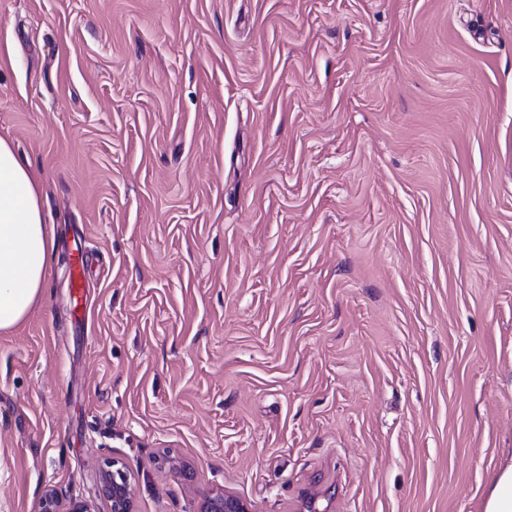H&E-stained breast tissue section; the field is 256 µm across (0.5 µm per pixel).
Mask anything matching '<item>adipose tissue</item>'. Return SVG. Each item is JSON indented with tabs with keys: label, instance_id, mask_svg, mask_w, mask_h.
<instances>
[{
	"label": "adipose tissue",
	"instance_id": "1",
	"mask_svg": "<svg viewBox=\"0 0 512 512\" xmlns=\"http://www.w3.org/2000/svg\"><path fill=\"white\" fill-rule=\"evenodd\" d=\"M53 248L37 182L11 143L0 138V331L16 327L38 300Z\"/></svg>",
	"mask_w": 512,
	"mask_h": 512
}]
</instances>
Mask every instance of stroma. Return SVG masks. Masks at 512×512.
<instances>
[{"label": "stroma", "instance_id": "35a3bbf8", "mask_svg": "<svg viewBox=\"0 0 512 512\" xmlns=\"http://www.w3.org/2000/svg\"><path fill=\"white\" fill-rule=\"evenodd\" d=\"M0 137L56 236L0 331V512L48 485L109 512L106 458L134 512H483L512 462V0H0ZM70 288L74 310L79 313L83 305V298L86 288V267L84 256L81 251H77L70 272ZM100 491L110 512H133L135 478L118 460L106 459L98 467ZM201 512H249L248 506L241 499L224 489H217L202 504Z\"/></svg>", "mask_w": 512, "mask_h": 512}]
</instances>
